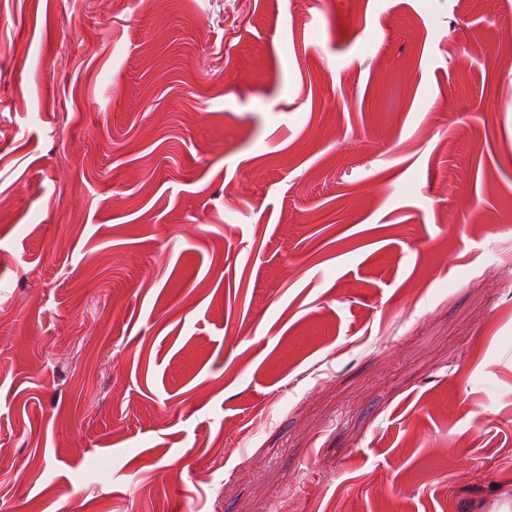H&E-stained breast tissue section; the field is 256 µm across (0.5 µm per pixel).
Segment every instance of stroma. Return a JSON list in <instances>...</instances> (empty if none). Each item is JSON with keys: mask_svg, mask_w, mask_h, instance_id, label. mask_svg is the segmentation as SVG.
<instances>
[{"mask_svg": "<svg viewBox=\"0 0 512 512\" xmlns=\"http://www.w3.org/2000/svg\"><path fill=\"white\" fill-rule=\"evenodd\" d=\"M512 0H0V512H512Z\"/></svg>", "mask_w": 512, "mask_h": 512, "instance_id": "35a3bbf8", "label": "stroma"}]
</instances>
